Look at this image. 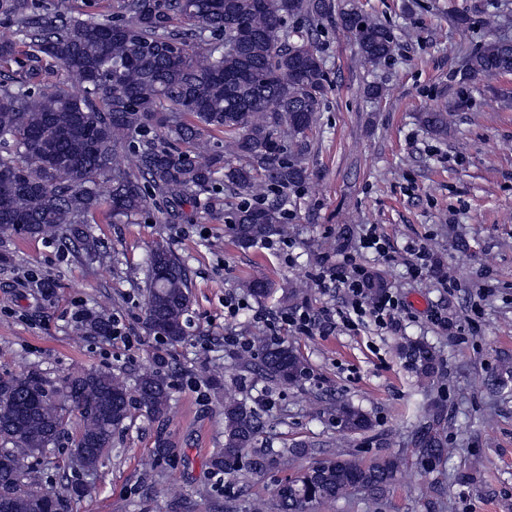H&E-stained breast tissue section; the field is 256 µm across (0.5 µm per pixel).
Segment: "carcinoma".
<instances>
[{
  "mask_svg": "<svg viewBox=\"0 0 512 512\" xmlns=\"http://www.w3.org/2000/svg\"><path fill=\"white\" fill-rule=\"evenodd\" d=\"M64 3L0 0V66L9 72L0 82V235L41 236L88 261L101 256L92 231L97 214L123 222L152 208L165 222L179 223L189 220L185 206L197 205L202 194L211 209L226 195L241 200L233 232L243 246L286 235L285 212L265 199L308 179L307 132L326 90L312 34L291 36L288 21L336 16L366 68L389 58L394 47L391 30L365 17L355 0H112L101 13L68 11ZM466 72L511 74L512 42L489 39L467 56ZM450 117L447 110H428L420 122L441 135ZM226 154L242 163L224 165ZM147 264V327L181 343L191 306L187 270L160 245ZM247 287L258 299L273 290L263 277ZM111 330L102 312L78 317L79 336ZM257 341L269 379L292 383L306 373L294 349L264 336ZM404 356L418 378L437 374L427 345L410 343ZM136 390L148 416H166L170 387L159 370L139 374ZM69 408L80 415L79 464L92 474L130 417L125 380L92 369L71 373L58 387L34 372L0 379V512H66L71 493L33 488L25 460L46 456ZM327 411L345 433L372 429L369 416L348 403L337 401ZM446 423L438 408L428 415L415 433L420 458L451 457L441 434ZM263 426L246 402L224 401V446L211 454L210 468L231 473L244 461L260 473L311 455L305 443L278 452L259 448ZM402 466L399 455L363 465L329 454L254 512H311L353 492L379 501Z\"/></svg>",
  "mask_w": 512,
  "mask_h": 512,
  "instance_id": "cac0c4a2",
  "label": "carcinoma"
}]
</instances>
